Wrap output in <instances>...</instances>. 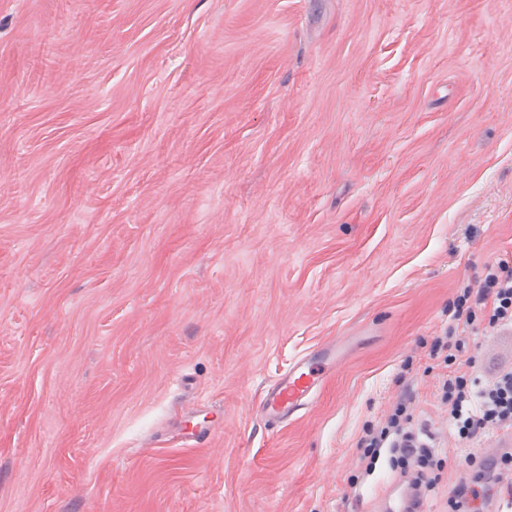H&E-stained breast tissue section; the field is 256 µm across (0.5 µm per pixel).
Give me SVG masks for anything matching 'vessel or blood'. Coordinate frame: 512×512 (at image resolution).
I'll return each mask as SVG.
<instances>
[{"mask_svg": "<svg viewBox=\"0 0 512 512\" xmlns=\"http://www.w3.org/2000/svg\"><path fill=\"white\" fill-rule=\"evenodd\" d=\"M335 344H326L316 354L296 361L269 387L262 399V412L271 421H284L311 402L320 371L335 361Z\"/></svg>", "mask_w": 512, "mask_h": 512, "instance_id": "b4317fda", "label": "vessel or blood"}]
</instances>
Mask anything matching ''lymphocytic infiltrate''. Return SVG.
I'll list each match as a JSON object with an SVG mask.
<instances>
[{
  "label": "lymphocytic infiltrate",
  "mask_w": 512,
  "mask_h": 512,
  "mask_svg": "<svg viewBox=\"0 0 512 512\" xmlns=\"http://www.w3.org/2000/svg\"><path fill=\"white\" fill-rule=\"evenodd\" d=\"M478 303H490L484 318L475 313L455 312L462 333L436 337L430 351L441 373L438 400L448 412L463 445L496 431H512V367L495 370L481 390H473L467 373L452 369L453 351L463 350L464 333L497 332L512 328V270L489 271L477 293ZM412 399L400 395L390 412L377 424L367 426L359 445L367 466H375L381 453H388L393 467L413 490H435L440 483L435 445L413 429Z\"/></svg>",
  "instance_id": "f902f5d3"
}]
</instances>
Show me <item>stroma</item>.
<instances>
[{"mask_svg":"<svg viewBox=\"0 0 512 512\" xmlns=\"http://www.w3.org/2000/svg\"><path fill=\"white\" fill-rule=\"evenodd\" d=\"M503 261L512 0H0V512H371L403 392L455 512L512 434L458 447L430 346ZM336 344L328 343L314 355L296 361L269 387L262 399V413L270 421L288 420L311 402L320 371L335 361ZM480 476H478L476 481L471 483L461 484L454 492L455 498V507L464 509L463 511L475 512L476 501L479 497L478 487L483 490L480 481L482 479L481 474L483 472H479Z\"/></svg>","mask_w":512,"mask_h":512,"instance_id":"stroma-1","label":"stroma"}]
</instances>
